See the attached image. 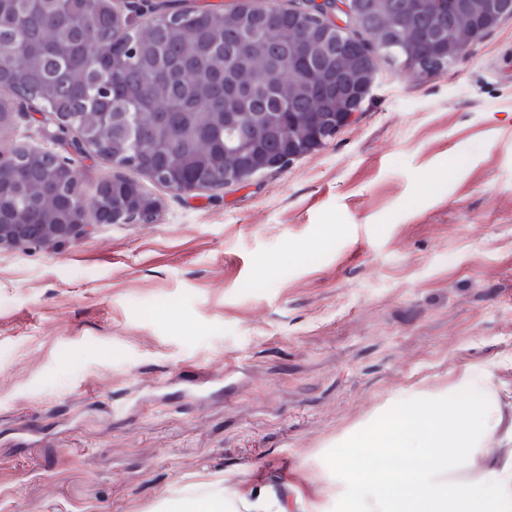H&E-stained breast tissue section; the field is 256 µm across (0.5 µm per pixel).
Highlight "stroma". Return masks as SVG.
Wrapping results in <instances>:
<instances>
[{"mask_svg":"<svg viewBox=\"0 0 512 512\" xmlns=\"http://www.w3.org/2000/svg\"><path fill=\"white\" fill-rule=\"evenodd\" d=\"M375 65L352 122L245 186L73 156L159 208L0 249V512H153L217 478L347 512L338 449L465 368L512 385V17L434 75Z\"/></svg>","mask_w":512,"mask_h":512,"instance_id":"1","label":"stroma"}]
</instances>
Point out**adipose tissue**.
<instances>
[{
    "label": "adipose tissue",
    "mask_w": 512,
    "mask_h": 512,
    "mask_svg": "<svg viewBox=\"0 0 512 512\" xmlns=\"http://www.w3.org/2000/svg\"><path fill=\"white\" fill-rule=\"evenodd\" d=\"M409 425L394 431L400 460L355 477L352 512H512V420L487 369H464L451 385L411 398ZM186 512H290L288 490L258 484L185 499Z\"/></svg>",
    "instance_id": "obj_1"
}]
</instances>
